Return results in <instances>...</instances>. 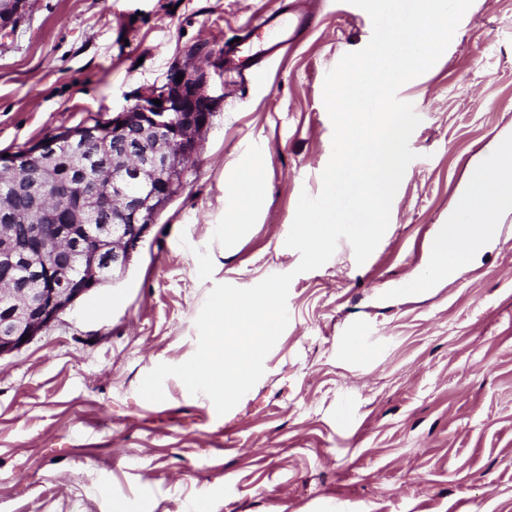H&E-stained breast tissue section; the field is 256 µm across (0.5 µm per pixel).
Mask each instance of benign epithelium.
I'll return each instance as SVG.
<instances>
[{"label": "benign epithelium", "instance_id": "obj_1", "mask_svg": "<svg viewBox=\"0 0 512 512\" xmlns=\"http://www.w3.org/2000/svg\"><path fill=\"white\" fill-rule=\"evenodd\" d=\"M29 5L0 0V31L15 28ZM207 82L199 68L177 66L162 86L115 116L0 155V183L10 188V200H0V357L30 343L91 289L125 273L182 187L211 117ZM68 147L84 168L62 179L54 164ZM106 216L112 223H97Z\"/></svg>", "mask_w": 512, "mask_h": 512}]
</instances>
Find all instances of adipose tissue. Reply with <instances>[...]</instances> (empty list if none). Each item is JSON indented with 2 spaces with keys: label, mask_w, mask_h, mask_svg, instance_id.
Segmentation results:
<instances>
[{
  "label": "adipose tissue",
  "mask_w": 512,
  "mask_h": 512,
  "mask_svg": "<svg viewBox=\"0 0 512 512\" xmlns=\"http://www.w3.org/2000/svg\"><path fill=\"white\" fill-rule=\"evenodd\" d=\"M491 166L474 168L448 222L432 243L433 265L425 276L416 277L415 287L444 278L454 263L476 252L482 242L498 232L501 215L512 212V137L497 140Z\"/></svg>",
  "instance_id": "ef3b65f1"
}]
</instances>
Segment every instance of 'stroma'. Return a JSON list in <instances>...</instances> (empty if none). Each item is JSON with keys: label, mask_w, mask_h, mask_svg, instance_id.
Wrapping results in <instances>:
<instances>
[{"label": "stroma", "mask_w": 512, "mask_h": 512, "mask_svg": "<svg viewBox=\"0 0 512 512\" xmlns=\"http://www.w3.org/2000/svg\"><path fill=\"white\" fill-rule=\"evenodd\" d=\"M289 0H31L0 32V153L132 105L191 63L214 112L178 194L124 275L92 289L19 352L0 358V512H512V213L453 278L417 289L431 241L471 163L512 132V0H473L436 64L399 99L421 122L390 224L364 264L340 241L296 273L287 248L301 192L318 195L332 153L323 84L372 22L348 0H315L314 24L264 78L225 75L222 51L255 15ZM258 171L249 234L226 182ZM294 272L289 323L265 373L217 415L161 363L197 348L215 284ZM364 349L348 355V329Z\"/></svg>", "instance_id": "1"}]
</instances>
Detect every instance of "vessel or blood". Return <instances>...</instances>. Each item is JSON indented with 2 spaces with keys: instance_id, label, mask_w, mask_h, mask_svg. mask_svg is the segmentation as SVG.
I'll return each instance as SVG.
<instances>
[{
  "instance_id": "b4317fda",
  "label": "vessel or blood",
  "mask_w": 512,
  "mask_h": 512,
  "mask_svg": "<svg viewBox=\"0 0 512 512\" xmlns=\"http://www.w3.org/2000/svg\"><path fill=\"white\" fill-rule=\"evenodd\" d=\"M310 22L311 14L302 0H295L288 13L257 16L239 41L225 43V72L241 78L261 73L277 51L293 42Z\"/></svg>"
}]
</instances>
